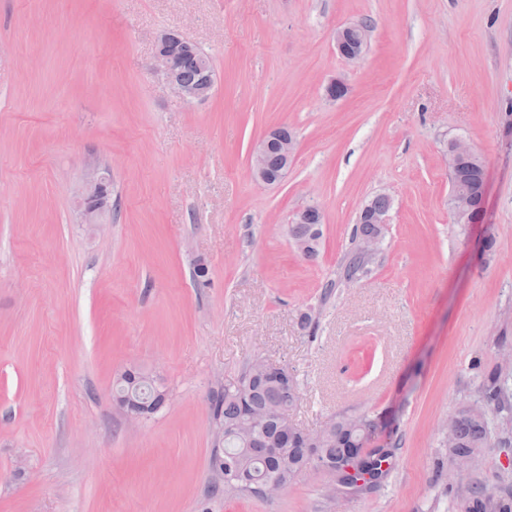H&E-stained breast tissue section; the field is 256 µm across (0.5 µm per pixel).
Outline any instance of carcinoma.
<instances>
[{"label":"carcinoma","instance_id":"1","mask_svg":"<svg viewBox=\"0 0 512 512\" xmlns=\"http://www.w3.org/2000/svg\"><path fill=\"white\" fill-rule=\"evenodd\" d=\"M484 168V162L476 156L450 175V181H460L474 191L482 181ZM113 388L131 390L152 414L167 401L153 379L136 369L122 381L114 382ZM508 390V379L498 374L486 377L480 395L483 413L474 414L466 406L456 413L452 430L455 450L472 453L488 447L491 439L488 416L506 398ZM297 397L298 393L288 388V382L265 379L246 369L238 378L224 383V392L212 398L214 428L223 430V439L215 444L220 452L212 458V468L222 478L224 490L258 496L266 482L277 481L287 487L307 468L310 449L301 442L285 441L287 425L275 415L259 421L248 437L231 433V428L243 419L242 404H248L253 416L258 418L271 408L290 412ZM328 426L330 436L320 449L323 459L334 464L344 457L347 449L363 448L365 456L355 463L360 478L375 482L383 476V464L388 462L389 454L384 448L371 447L376 430L372 418L362 415L352 421L339 416Z\"/></svg>","mask_w":512,"mask_h":512}]
</instances>
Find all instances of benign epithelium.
<instances>
[{"instance_id": "obj_1", "label": "benign epithelium", "mask_w": 512, "mask_h": 512, "mask_svg": "<svg viewBox=\"0 0 512 512\" xmlns=\"http://www.w3.org/2000/svg\"><path fill=\"white\" fill-rule=\"evenodd\" d=\"M367 48V34L363 26L345 27L336 32V49L342 58L355 60L360 58ZM193 60L204 74L203 81L187 83L180 71V60ZM152 69L161 73L168 88L188 103L202 101L209 97L214 85V72L208 62L196 52V46L175 33H163L158 38ZM276 152L279 165L273 169L269 166L268 157ZM295 141L291 132L286 128H276L265 135L253 148L251 154V170L254 178L266 185L279 183L288 173L293 161ZM475 151L472 146L462 139H456L448 148V169L455 172L460 165L472 158ZM80 223L94 227L102 226L101 218L110 206V190L108 182L97 177L95 172L87 174L86 180L78 193ZM388 213L373 210L370 204H365L359 214V222L385 226ZM293 223L312 225L311 234L321 233L322 214L318 207H305L296 212ZM116 402L128 419L139 421L146 418L147 409L130 395L116 396ZM292 431L291 438H299L313 447L312 458L322 463L318 446L326 428L314 431L300 428L294 421H289Z\"/></svg>"}]
</instances>
